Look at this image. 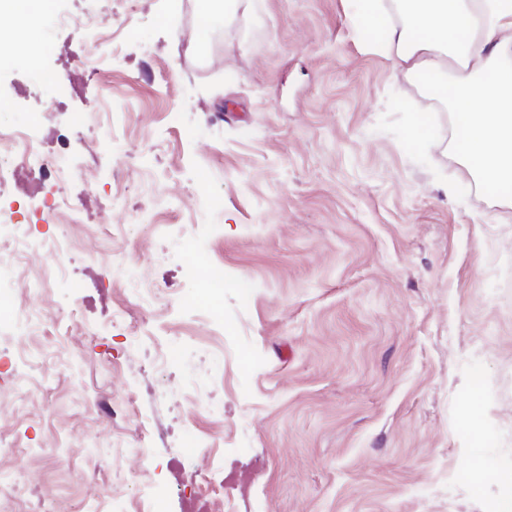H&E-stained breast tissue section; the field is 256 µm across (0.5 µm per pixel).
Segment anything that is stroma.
<instances>
[{"instance_id":"stroma-1","label":"stroma","mask_w":512,"mask_h":512,"mask_svg":"<svg viewBox=\"0 0 512 512\" xmlns=\"http://www.w3.org/2000/svg\"><path fill=\"white\" fill-rule=\"evenodd\" d=\"M197 6L56 0L113 46L102 80L49 22L0 73V129L49 153L71 130L84 204L33 228L63 257L17 266L0 307V475L60 512H490L512 467V208L353 0H239L205 48Z\"/></svg>"}]
</instances>
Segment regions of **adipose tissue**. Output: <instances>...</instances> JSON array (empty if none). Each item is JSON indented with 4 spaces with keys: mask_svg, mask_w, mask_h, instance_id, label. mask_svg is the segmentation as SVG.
<instances>
[{
    "mask_svg": "<svg viewBox=\"0 0 512 512\" xmlns=\"http://www.w3.org/2000/svg\"><path fill=\"white\" fill-rule=\"evenodd\" d=\"M386 45L453 112V149L492 196L512 202V0H397ZM51 0H0L33 37Z\"/></svg>",
    "mask_w": 512,
    "mask_h": 512,
    "instance_id": "1",
    "label": "adipose tissue"
}]
</instances>
